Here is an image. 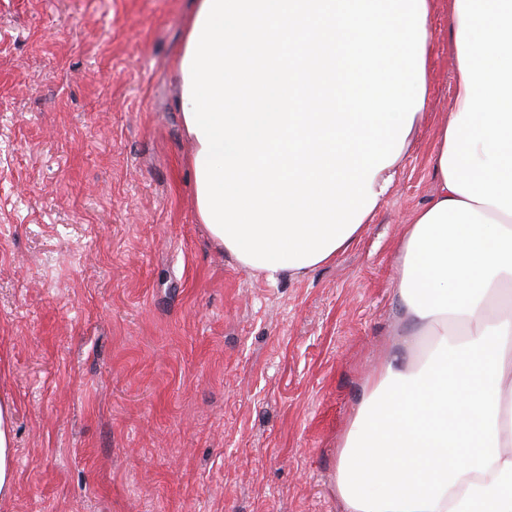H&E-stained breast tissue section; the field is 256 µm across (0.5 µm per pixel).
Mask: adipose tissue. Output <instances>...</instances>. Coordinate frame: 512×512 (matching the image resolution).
I'll use <instances>...</instances> for the list:
<instances>
[{
  "mask_svg": "<svg viewBox=\"0 0 512 512\" xmlns=\"http://www.w3.org/2000/svg\"><path fill=\"white\" fill-rule=\"evenodd\" d=\"M433 0H195L174 64L196 213L251 271L294 278L372 223L427 118ZM452 107L437 189L405 223L402 350L364 386L338 453L344 512H512V0H448ZM333 105L314 109L312 48ZM250 73L266 90L238 106ZM0 402V500L16 489Z\"/></svg>",
  "mask_w": 512,
  "mask_h": 512,
  "instance_id": "ef3b65f1",
  "label": "adipose tissue"
}]
</instances>
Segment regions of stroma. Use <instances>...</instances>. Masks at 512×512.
I'll list each match as a JSON object with an SVG mask.
<instances>
[{
  "instance_id": "1",
  "label": "stroma",
  "mask_w": 512,
  "mask_h": 512,
  "mask_svg": "<svg viewBox=\"0 0 512 512\" xmlns=\"http://www.w3.org/2000/svg\"><path fill=\"white\" fill-rule=\"evenodd\" d=\"M189 0H0V512H342L362 386L396 352L403 223L452 102L434 0L427 121L359 240L270 281L197 219L171 79ZM13 413L11 403L0 402V500L13 497L16 489Z\"/></svg>"
}]
</instances>
